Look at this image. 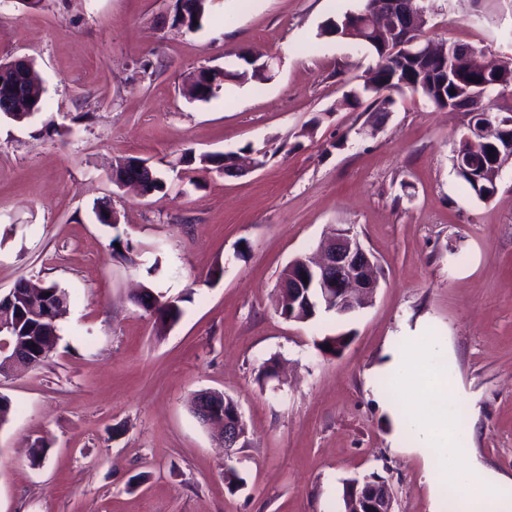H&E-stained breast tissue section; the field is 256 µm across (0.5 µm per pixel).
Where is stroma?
Instances as JSON below:
<instances>
[{"label": "stroma", "mask_w": 512, "mask_h": 512, "mask_svg": "<svg viewBox=\"0 0 512 512\" xmlns=\"http://www.w3.org/2000/svg\"><path fill=\"white\" fill-rule=\"evenodd\" d=\"M427 35L512 58V0H431ZM359 0H217L195 32L170 0H0V60L34 62L45 87L28 122L0 115V292L20 279L69 295L48 362L0 377V512H341L342 482L385 476L394 512H456L423 456L397 440L376 372L404 329L440 337L474 456L512 478V163L486 202L452 164L465 112L397 98L385 115L344 96L373 66L320 36ZM276 57L275 78L189 100L184 79ZM266 151L243 172L202 171L184 152ZM138 157L162 191L117 187ZM110 201L115 226L94 209ZM351 225L380 268L371 303L306 323L274 309L282 270ZM131 260L112 254L113 238ZM181 299L159 330L132 290ZM353 339L340 356L317 343ZM282 377L258 384L260 365ZM234 398L247 443L224 487V449L190 410ZM45 444L41 466L32 446ZM133 161H138V162L144 163V164H141V170L147 168L149 174L152 173L153 178H150L148 173H146L144 177H138V180L146 181L145 192L153 193V192L161 191L165 188V181L162 178L161 174L159 172L153 170L150 166H149V168H150L149 169L146 161H144L142 159H138V158L118 159V161L115 163V167L113 168L114 175L120 177L123 173H125L129 179L134 180L135 178L132 174L133 171H129L127 168L128 162H133ZM150 170H151V173H150Z\"/></svg>", "instance_id": "35a3bbf8"}]
</instances>
